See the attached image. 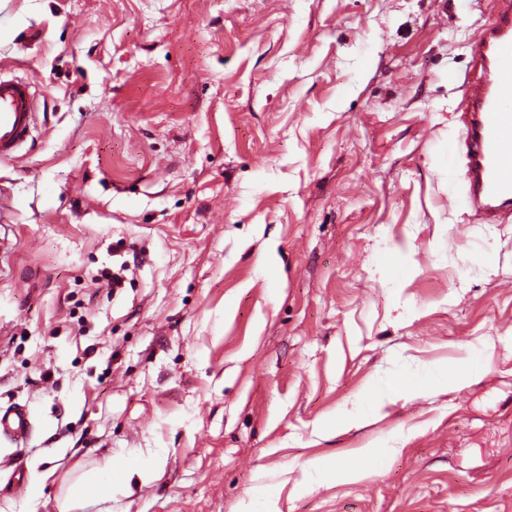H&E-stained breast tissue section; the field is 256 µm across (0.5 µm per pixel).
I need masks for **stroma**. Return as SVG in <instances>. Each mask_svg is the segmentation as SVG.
I'll return each mask as SVG.
<instances>
[{"instance_id": "stroma-1", "label": "stroma", "mask_w": 512, "mask_h": 512, "mask_svg": "<svg viewBox=\"0 0 512 512\" xmlns=\"http://www.w3.org/2000/svg\"><path fill=\"white\" fill-rule=\"evenodd\" d=\"M478 0H0V512H512V220L469 210ZM123 270L108 288L103 272ZM37 101L32 86L20 79H0V159L16 157L32 138ZM31 430L32 423L27 409L19 406L0 413V436L21 442L29 436ZM139 467L136 464L129 463L128 465L116 470L112 461H110L103 469L88 474L84 478V482L74 489L73 498L77 501H96L105 502L109 499V494H103L105 488H110L112 485V473L118 479L129 481L135 473H138ZM101 473H109L111 480L104 482L101 478Z\"/></svg>"}]
</instances>
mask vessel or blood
<instances>
[{"label":"vessel or blood","instance_id":"b4317fda","mask_svg":"<svg viewBox=\"0 0 512 512\" xmlns=\"http://www.w3.org/2000/svg\"><path fill=\"white\" fill-rule=\"evenodd\" d=\"M490 2L487 22L468 43L471 70L459 87L462 134L454 146L464 161L469 207L485 223L512 214V0ZM36 111L28 82L0 79V159L25 148ZM31 430L27 409L0 413V436L20 442Z\"/></svg>","mask_w":512,"mask_h":512}]
</instances>
